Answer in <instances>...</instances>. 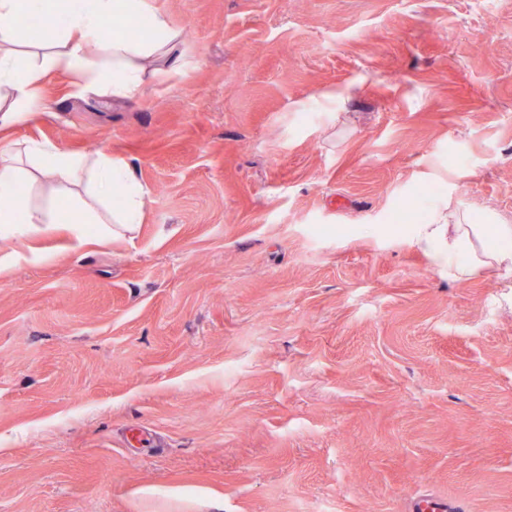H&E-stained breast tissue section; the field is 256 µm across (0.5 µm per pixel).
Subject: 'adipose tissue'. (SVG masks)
Instances as JSON below:
<instances>
[{
  "label": "adipose tissue",
  "instance_id": "ef3b65f1",
  "mask_svg": "<svg viewBox=\"0 0 512 512\" xmlns=\"http://www.w3.org/2000/svg\"><path fill=\"white\" fill-rule=\"evenodd\" d=\"M49 0H0V132L22 117L41 111V82L46 70L59 69L85 91L107 87L113 96L132 100L142 90L147 63L171 55L179 33L165 15L150 10L148 0H67L60 12H49ZM146 15L150 37L140 40L116 34L104 38V18L117 13ZM49 29L38 41L40 59L21 62L19 46L26 37L17 23ZM44 179L58 189L82 185L84 198L71 208L70 224L79 244L108 238L110 232H131L143 218L147 188L134 171L105 150L78 154L31 141L26 148L0 143V238L24 240L49 230L56 220L53 207L34 204L35 183ZM120 205H112L113 197ZM96 233H89V225ZM415 244L436 259L447 261L450 276L462 278L480 269L512 273V225L493 229L469 224L461 211L418 227Z\"/></svg>",
  "mask_w": 512,
  "mask_h": 512
}]
</instances>
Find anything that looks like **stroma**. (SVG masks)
Segmentation results:
<instances>
[{"instance_id":"35a3bbf8","label":"stroma","mask_w":512,"mask_h":512,"mask_svg":"<svg viewBox=\"0 0 512 512\" xmlns=\"http://www.w3.org/2000/svg\"><path fill=\"white\" fill-rule=\"evenodd\" d=\"M148 2L183 68L47 71L7 133L149 194L100 243L0 240V512H512V275L407 219L512 225V0Z\"/></svg>"}]
</instances>
